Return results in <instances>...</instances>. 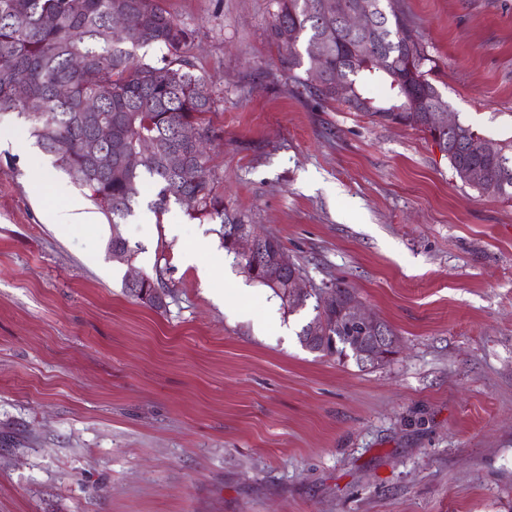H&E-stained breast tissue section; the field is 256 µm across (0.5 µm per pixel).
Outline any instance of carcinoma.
Returning <instances> with one entry per match:
<instances>
[{
    "mask_svg": "<svg viewBox=\"0 0 512 512\" xmlns=\"http://www.w3.org/2000/svg\"><path fill=\"white\" fill-rule=\"evenodd\" d=\"M321 0H271L268 35L284 51L281 63L296 88L321 100L340 101L332 88L309 84V46L326 33L327 20L319 15ZM383 32L374 48L389 69L432 87L425 79L432 62L426 50L413 54L400 48L397 34L407 24L393 0H381ZM126 14L127 33L112 32V17ZM306 43L305 54L298 46ZM159 44L167 56L158 64L137 61L134 49ZM191 33L167 10L163 0H0V112L24 116L28 133L37 146L55 158L114 224L131 216L144 186L152 182L154 198L149 206L166 212L186 197L196 200L193 212L220 224H243L244 216L230 214L216 192L208 158L196 146L177 136L192 126L201 138L214 140L219 133L206 121L216 100L208 81L194 71L189 58ZM82 65H74L75 60ZM304 69V74L297 70ZM343 76L363 95L373 99L380 112L374 121L388 116L386 110L401 106L391 92V78L379 73L345 70ZM407 126L434 137L424 116L401 112ZM111 128L106 149L112 166L97 169L85 153L98 127ZM150 140L153 158L137 167L124 165L125 157ZM482 137L467 124L447 133L448 164L456 178L482 195L512 201V140L498 145L509 169L495 158L478 155L472 142ZM322 356L359 360L347 327L334 323L326 335L310 341Z\"/></svg>",
    "mask_w": 512,
    "mask_h": 512,
    "instance_id": "1",
    "label": "carcinoma"
}]
</instances>
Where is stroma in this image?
I'll list each match as a JSON object with an SVG mask.
<instances>
[{
	"label": "stroma",
	"mask_w": 512,
	"mask_h": 512,
	"mask_svg": "<svg viewBox=\"0 0 512 512\" xmlns=\"http://www.w3.org/2000/svg\"><path fill=\"white\" fill-rule=\"evenodd\" d=\"M165 6L216 98L225 205L314 285L355 288L395 353L366 369L304 348L313 309L250 280L219 221L151 213L152 190L121 224L44 223L32 181L53 205L89 192L2 114L0 512H512V203L422 132L297 90L270 0ZM396 6L450 111L512 139V0ZM135 273L161 277L165 308L128 293Z\"/></svg>",
	"instance_id": "1"
}]
</instances>
